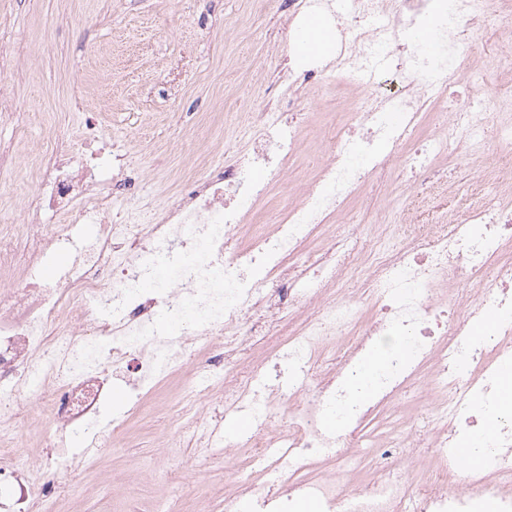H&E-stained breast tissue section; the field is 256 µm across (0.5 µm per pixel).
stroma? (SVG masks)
Listing matches in <instances>:
<instances>
[{
	"mask_svg": "<svg viewBox=\"0 0 512 512\" xmlns=\"http://www.w3.org/2000/svg\"><path fill=\"white\" fill-rule=\"evenodd\" d=\"M24 33L20 65L0 72V94L14 103L0 122V144L16 163L0 171V198L20 203L29 182L24 163L67 142L80 115H100L114 143L144 155L127 180L142 196L178 194L210 173L206 158H231L236 145L227 116L244 112L275 68H298L291 44L300 31L287 6L255 16L252 0H0V36ZM347 96L336 78L310 87L318 108L305 132L314 152L321 125ZM130 439L100 456L71 485L70 512H128L133 499L167 495L194 512L201 493L221 499L225 459L203 461L201 482H170L154 459L167 427L163 415L132 420ZM138 461V485L106 481L109 470Z\"/></svg>",
	"mask_w": 512,
	"mask_h": 512,
	"instance_id": "stroma-1",
	"label": "stroma"
}]
</instances>
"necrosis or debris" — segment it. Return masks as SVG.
I'll use <instances>...</instances> for the list:
<instances>
[{"instance_id": "1", "label": "necrosis or debris", "mask_w": 512, "mask_h": 512, "mask_svg": "<svg viewBox=\"0 0 512 512\" xmlns=\"http://www.w3.org/2000/svg\"><path fill=\"white\" fill-rule=\"evenodd\" d=\"M294 16L329 13L336 44L298 70H280L289 91L251 112L235 161L186 196H168L152 218L117 207L119 185L97 160L124 171L93 116L68 145L32 166L19 214L0 211V512H39L60 497L106 446L103 431L114 375L129 371L128 418L179 381L186 422L170 446L224 449L221 512L241 501L283 512L302 497L320 512H512V411L500 407L499 362L512 357V190L496 202L456 207L432 224H354L350 205L373 177L402 169L401 190L418 199L447 180L444 160L491 141L512 144V86L485 72L512 71V45L480 55L473 33L488 17L512 35V0H289ZM447 34L441 52L409 43L407 24ZM399 88L357 96L325 132L315 177L292 186L307 119L305 86L328 77L347 85L371 71L375 46ZM469 90L448 109V87ZM403 115L389 121L390 111ZM268 181L293 201L269 224L254 223ZM94 225L74 245L76 224ZM71 248L58 276L46 255ZM175 280L155 282L158 258ZM463 279L469 292L453 294ZM202 296L204 318L178 337L185 298ZM493 328H485L487 317ZM411 341L410 356L367 397L351 399L347 379L381 337ZM250 413L258 428L224 434L202 408ZM498 425L480 470L462 473L454 450L488 416ZM39 452L21 457L22 437Z\"/></svg>"}]
</instances>
